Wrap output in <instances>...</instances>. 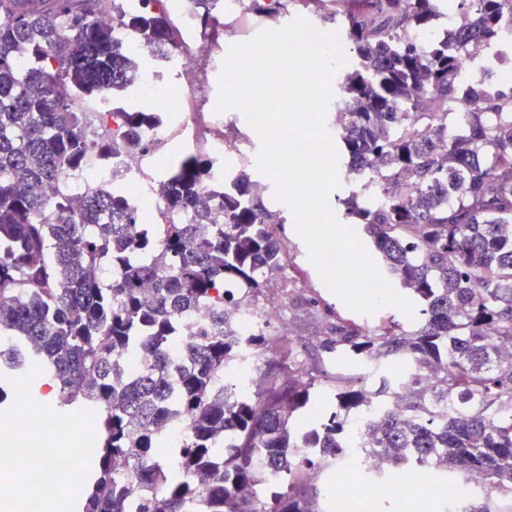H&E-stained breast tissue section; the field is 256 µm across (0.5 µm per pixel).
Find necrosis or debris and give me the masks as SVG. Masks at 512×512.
Wrapping results in <instances>:
<instances>
[{
  "label": "necrosis or debris",
  "instance_id": "1",
  "mask_svg": "<svg viewBox=\"0 0 512 512\" xmlns=\"http://www.w3.org/2000/svg\"><path fill=\"white\" fill-rule=\"evenodd\" d=\"M118 0H102V16L112 22V35L137 58L150 57L152 48L134 29L125 11L117 7ZM177 28L176 43L170 51L180 71V83L171 86L165 74L158 70L142 72L133 88L143 99L159 102L163 122L141 127L136 139L124 142L117 152L105 156L98 151L86 154L83 166L65 180L72 205H80L89 189L123 186L127 203L139 212L145 225L161 223L163 203L155 192L146 171L164 166L169 143L177 138L201 149L213 164L198 185L202 194H210L224 182L226 161L242 160L241 142L224 136L227 113L217 111V100L210 85L198 75L199 57L214 58L215 48L209 38L201 36L197 26V0H166ZM16 428L14 441L19 452L12 466L15 480L0 485V496H21L23 512H45L46 501L59 491H76L82 485L80 458L86 452L84 439L73 436L70 426L30 407L5 417ZM40 449L51 460L50 467L32 466L27 462L26 449ZM346 478L337 484L329 504L333 512H352L354 507L368 504L373 480H380L404 508H411L415 497L428 493L443 506L457 502L470 489L483 485L480 475L464 480L437 477L434 470L423 468L412 472L406 482H395L387 467L377 458L360 460L343 454L335 462Z\"/></svg>",
  "mask_w": 512,
  "mask_h": 512
}]
</instances>
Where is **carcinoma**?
<instances>
[{"instance_id": "1", "label": "carcinoma", "mask_w": 512, "mask_h": 512, "mask_svg": "<svg viewBox=\"0 0 512 512\" xmlns=\"http://www.w3.org/2000/svg\"><path fill=\"white\" fill-rule=\"evenodd\" d=\"M336 22L348 59L338 80L333 124L355 166L379 165L367 189L339 200L349 224L363 227L382 274L413 299L408 323L365 331L336 318L305 372L293 347L268 363L260 390L235 396L238 356L285 338L237 333L232 313L256 304L266 277L282 269L283 247L262 202V187L240 171L224 181V219L198 184L212 161L189 155L158 185L169 211L191 210L193 224L165 225L161 251L141 230L123 190H91L80 212L60 190L93 147L106 153L155 118L108 112L103 132L85 134L78 101L124 92L141 64L99 19L100 0H0V335L29 346L57 385L62 414L98 409L97 457L86 468L76 512H320L317 487L291 480L273 501L247 489L264 470L317 471L365 430L363 448L390 468L432 463L452 478L477 473L494 501L512 503V91L484 99L480 112L455 111L466 78L448 42L403 40L427 32L442 0H351ZM258 14L283 0H251ZM512 0H456L458 52L473 36L490 47L512 40L500 28ZM168 59L174 28L167 13L131 18ZM29 57L21 69L18 59ZM121 267L103 282L95 269ZM213 307L209 330L179 338L177 317ZM145 351L130 377L118 352ZM379 364L381 386L330 372L326 364ZM435 379L428 387L424 380ZM332 382L331 404L314 388ZM321 419L306 432L297 415ZM178 417L189 431L171 449L160 428ZM312 449L307 455L301 448ZM132 467L135 479L125 480Z\"/></svg>"}]
</instances>
